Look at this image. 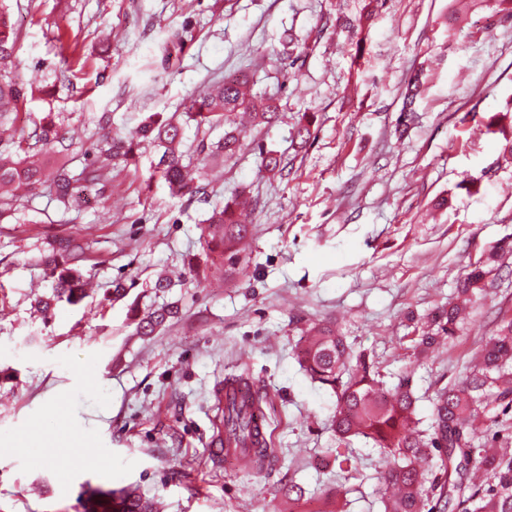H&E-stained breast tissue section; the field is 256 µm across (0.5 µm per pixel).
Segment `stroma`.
Masks as SVG:
<instances>
[{"mask_svg": "<svg viewBox=\"0 0 512 512\" xmlns=\"http://www.w3.org/2000/svg\"><path fill=\"white\" fill-rule=\"evenodd\" d=\"M19 32L17 73L41 91L10 135L52 117L75 130L55 162L80 169L103 133L129 134L153 113L169 117L190 96L245 71L277 92L279 120L249 126L233 158H216L204 199L171 197L151 178L153 144L135 169H115L103 190L80 189L63 209L46 192L0 224V512H83L88 487L136 484L163 512H305L282 487L301 484L334 512L340 482L348 512H378L379 455L352 442L340 470L330 427L335 402L296 352L306 329L334 324L369 353L388 382L410 376L423 423L433 398L462 377L498 309H512V255L493 276L454 342L413 346L448 303L470 261L512 236V159L487 130L512 107V17L490 0H384L369 28L338 17L364 0H5ZM309 49L294 73L280 37ZM185 44L173 52L171 31ZM423 81L416 118L401 125L405 86ZM310 119L313 137L294 131ZM284 169L259 170V147ZM480 178L467 194L464 177ZM250 198L253 236L243 274L224 277V252L200 242V220L236 195ZM82 238L98 289L123 281L112 306H58L44 256ZM210 269L195 277L193 265ZM165 277L168 289L155 291ZM177 312L138 336L130 305ZM247 377L266 397L271 466L247 472L214 459L213 390Z\"/></svg>", "mask_w": 512, "mask_h": 512, "instance_id": "35a3bbf8", "label": "stroma"}]
</instances>
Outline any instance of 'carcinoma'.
I'll use <instances>...</instances> for the list:
<instances>
[{
  "label": "carcinoma",
  "instance_id": "obj_1",
  "mask_svg": "<svg viewBox=\"0 0 512 512\" xmlns=\"http://www.w3.org/2000/svg\"><path fill=\"white\" fill-rule=\"evenodd\" d=\"M375 0H368L360 13L346 25L361 29L373 18ZM19 36L4 3H0V124L24 111L36 88L18 80L15 51ZM288 66L306 54L307 39L288 33ZM422 81L415 76L406 92L401 111L402 124L412 120L413 104ZM247 112L256 125L279 119L277 98L254 93L246 76H226L206 90L190 97L183 105V121L149 117L138 130L125 136L105 137L107 148L77 172L67 166L53 167L49 160H33L34 150L46 154L66 140L67 132L44 118L34 123L28 134L13 138L0 149V224L15 219L14 201L20 194L34 195L45 188L50 199L69 207L75 201L78 184L96 183L104 172L138 166L140 142L148 140L161 149L153 174L167 184L170 193L192 200L208 192L206 161L211 156L232 157L240 149L239 132L232 116ZM196 129H224L218 140L199 141L194 151L184 147V126ZM496 132L504 144L503 156L512 157V117L497 118ZM260 168L280 173L281 159L276 152L259 148ZM252 227L243 208L232 200L211 210L202 227L208 245L224 249L228 268L248 263L245 253ZM505 253H512V238L490 246L480 258L466 266L454 297L437 321L436 332L422 331L414 349L424 350L440 336L457 338L465 319L486 292L487 277ZM87 256L80 240L69 237L59 249L45 257L46 270L53 279L51 295L37 301L44 319L53 316L60 303L77 306L86 298L83 281ZM173 308L160 307L134 313L137 332L149 336L160 329ZM311 380L335 395L332 429L336 440L350 446L362 437L372 442L384 462L380 472L381 512H512V313L501 316L490 335L479 343L475 362L464 378L437 391L432 423L420 428L417 398L409 379L395 386L384 382L378 367L363 351H355L347 338L330 325L309 327L297 353ZM224 428L243 446L252 448L248 470L264 468L270 448L258 440L257 416L224 403ZM85 512H158L157 502L137 490L93 489Z\"/></svg>",
  "mask_w": 512,
  "mask_h": 512
}]
</instances>
